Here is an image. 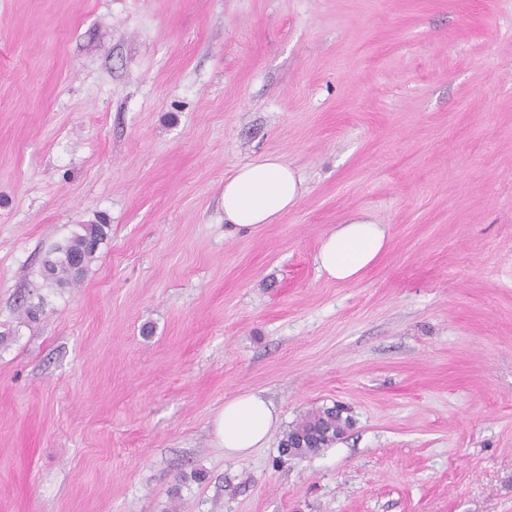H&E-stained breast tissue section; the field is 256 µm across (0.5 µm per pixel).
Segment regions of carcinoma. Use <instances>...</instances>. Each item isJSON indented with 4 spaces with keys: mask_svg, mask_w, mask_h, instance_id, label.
Returning <instances> with one entry per match:
<instances>
[{
    "mask_svg": "<svg viewBox=\"0 0 512 512\" xmlns=\"http://www.w3.org/2000/svg\"><path fill=\"white\" fill-rule=\"evenodd\" d=\"M107 224H83L65 243L56 245L43 262L41 274L49 284L63 286L76 282L108 236ZM352 426L349 415L328 407L308 413L289 429L280 441V454L288 455L289 447L298 451L294 459H303L329 447Z\"/></svg>",
    "mask_w": 512,
    "mask_h": 512,
    "instance_id": "1",
    "label": "carcinoma"
}]
</instances>
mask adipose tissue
Here are the masks:
<instances>
[{
	"instance_id": "ef3b65f1",
	"label": "adipose tissue",
	"mask_w": 512,
	"mask_h": 512,
	"mask_svg": "<svg viewBox=\"0 0 512 512\" xmlns=\"http://www.w3.org/2000/svg\"><path fill=\"white\" fill-rule=\"evenodd\" d=\"M303 180L278 155L238 167L224 180V222L231 231L251 232L295 207ZM388 248L382 225L353 216L325 237L316 255L320 272L339 283L362 277ZM278 422L272 402L258 392L227 400L213 420V434L225 455L243 457L261 447Z\"/></svg>"
}]
</instances>
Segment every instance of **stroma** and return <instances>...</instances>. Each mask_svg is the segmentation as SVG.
Listing matches in <instances>:
<instances>
[{"label": "stroma", "mask_w": 512, "mask_h": 512, "mask_svg": "<svg viewBox=\"0 0 512 512\" xmlns=\"http://www.w3.org/2000/svg\"><path fill=\"white\" fill-rule=\"evenodd\" d=\"M269 154L298 204L225 234ZM354 214L389 247L339 284L315 255ZM4 330L0 512H512V0H0ZM247 392L279 423L229 457ZM109 224H83L64 244L56 245L43 262L41 274L49 284L77 282L100 244L108 236ZM277 422L272 402L260 392H250L224 403V409L213 420L212 431L225 455L243 457L266 442ZM344 414L336 413V405H334L304 415L281 439L279 448L281 456L303 459L329 447L352 426L351 417ZM303 439V448H296L297 453L289 456L288 448L300 447Z\"/></svg>", "instance_id": "1"}]
</instances>
